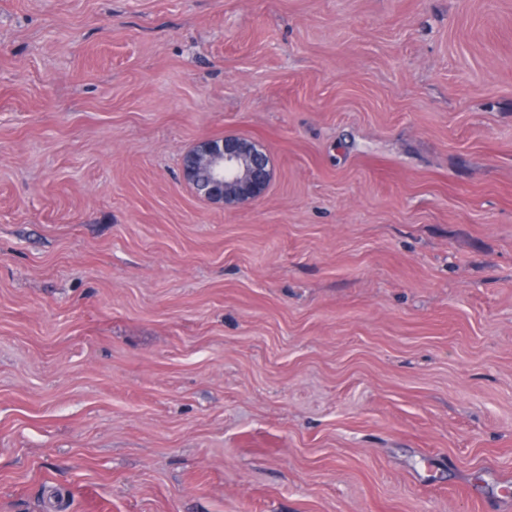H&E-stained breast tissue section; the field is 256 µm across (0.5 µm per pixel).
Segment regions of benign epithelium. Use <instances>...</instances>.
Segmentation results:
<instances>
[{
  "mask_svg": "<svg viewBox=\"0 0 512 512\" xmlns=\"http://www.w3.org/2000/svg\"><path fill=\"white\" fill-rule=\"evenodd\" d=\"M184 181L215 204L245 203L265 195L271 182L270 160L251 141L212 138L182 157Z\"/></svg>",
  "mask_w": 512,
  "mask_h": 512,
  "instance_id": "1",
  "label": "benign epithelium"
}]
</instances>
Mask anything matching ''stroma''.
<instances>
[{
  "instance_id": "stroma-1",
  "label": "stroma",
  "mask_w": 512,
  "mask_h": 512,
  "mask_svg": "<svg viewBox=\"0 0 512 512\" xmlns=\"http://www.w3.org/2000/svg\"><path fill=\"white\" fill-rule=\"evenodd\" d=\"M256 141L263 198L181 179ZM512 0H0V512H504ZM181 165L189 186L222 205L260 199L272 177L267 154L252 141L239 138L201 140L183 155Z\"/></svg>"
}]
</instances>
